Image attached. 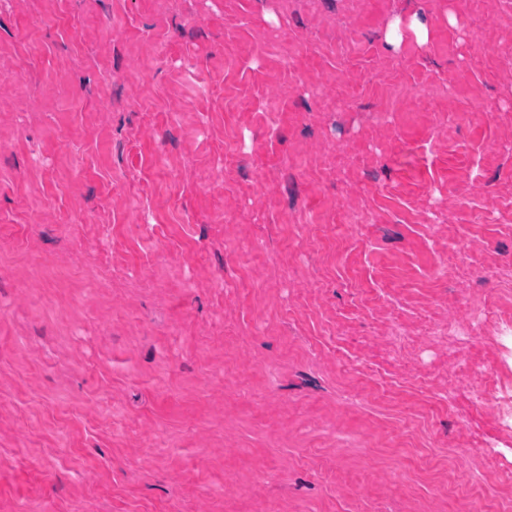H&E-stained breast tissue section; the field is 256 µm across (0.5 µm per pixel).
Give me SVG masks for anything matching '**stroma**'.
Segmentation results:
<instances>
[{
  "instance_id": "stroma-1",
  "label": "stroma",
  "mask_w": 512,
  "mask_h": 512,
  "mask_svg": "<svg viewBox=\"0 0 512 512\" xmlns=\"http://www.w3.org/2000/svg\"><path fill=\"white\" fill-rule=\"evenodd\" d=\"M511 45L512 0H0V512H512Z\"/></svg>"
}]
</instances>
